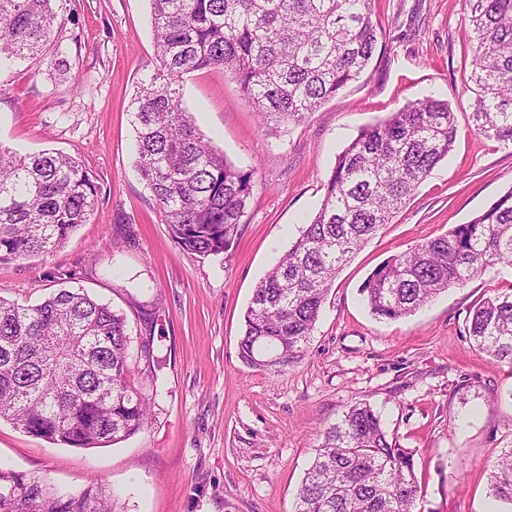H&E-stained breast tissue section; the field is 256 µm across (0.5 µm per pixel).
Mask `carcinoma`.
<instances>
[{"instance_id": "carcinoma-1", "label": "carcinoma", "mask_w": 512, "mask_h": 512, "mask_svg": "<svg viewBox=\"0 0 512 512\" xmlns=\"http://www.w3.org/2000/svg\"><path fill=\"white\" fill-rule=\"evenodd\" d=\"M53 0H0V64L46 61ZM157 64L137 86L134 164L183 250L229 255L243 224L250 178L234 167L181 106L184 76L230 73L261 124L301 122L359 79L379 41L373 0H149ZM472 25L471 126L512 143V0H464ZM457 120L427 97L366 128L338 155L321 205L254 289L239 354L278 372L302 357L338 272L448 157ZM99 187L74 157L20 155L0 145V263L55 252L88 222ZM512 266V187L447 233L379 265L360 293L375 317L395 320L436 295ZM467 332L479 350L512 362V293L474 307ZM154 338L137 346L124 313L61 289L35 306L0 299V420L71 448L122 442L150 419ZM141 367L148 384L135 385ZM489 492L512 502V448L492 465ZM414 454L386 432L367 403L323 430L292 512H414ZM0 512H118L93 479L59 492L0 466Z\"/></svg>"}]
</instances>
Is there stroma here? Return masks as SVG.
I'll return each mask as SVG.
<instances>
[{
  "mask_svg": "<svg viewBox=\"0 0 512 512\" xmlns=\"http://www.w3.org/2000/svg\"><path fill=\"white\" fill-rule=\"evenodd\" d=\"M57 67L0 66V145L62 152L91 171L96 208L46 257L0 264V298L25 306L63 288L60 272L123 311L159 358L148 424L104 448H68L0 422V464L74 492L98 478L121 512H292L320 434L369 403L415 452L416 512H486L490 465L512 448V363L473 346V307L512 291L497 265L395 321L360 295L393 255L467 223L512 187V145L477 134L464 88L472 27L461 0H376L378 48L356 81L281 132L262 126L231 74L185 77L182 106L238 169L251 173L229 256L184 251L134 165L128 112L155 61L149 0H55ZM450 101L457 139L399 210L340 271L303 356L271 373L239 355L259 281L319 207L341 151L390 112Z\"/></svg>",
  "mask_w": 512,
  "mask_h": 512,
  "instance_id": "obj_1",
  "label": "stroma"
}]
</instances>
